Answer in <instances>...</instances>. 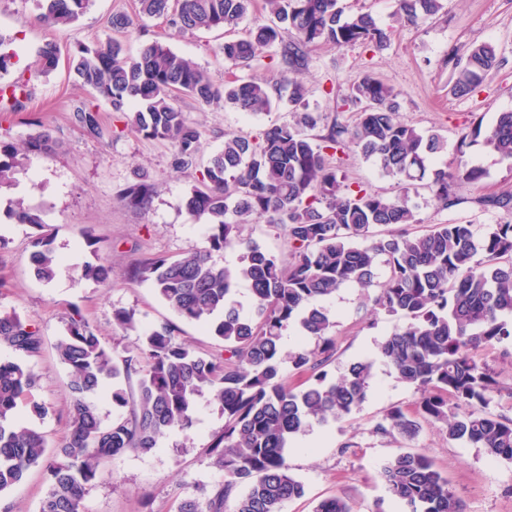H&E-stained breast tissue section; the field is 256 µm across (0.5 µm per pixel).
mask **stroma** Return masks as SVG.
<instances>
[{"instance_id":"1","label":"stroma","mask_w":512,"mask_h":512,"mask_svg":"<svg viewBox=\"0 0 512 512\" xmlns=\"http://www.w3.org/2000/svg\"><path fill=\"white\" fill-rule=\"evenodd\" d=\"M135 2L90 0L74 24L56 29L38 21L37 0H0V36L8 38L11 54L6 72L0 74V86L20 79L26 82L28 94L20 111L0 102V137L19 143L46 130L59 144L51 155L28 154L16 175V187L7 193L8 198L43 206L45 230L65 260L52 282H40L31 270L29 242L35 228L0 220V236L8 242L0 250V309L16 312L38 328L43 338L41 352L23 360L38 382L28 400L19 404L18 414L43 432L52 446L68 432V371L57 360L54 345L72 310H80L116 354H125L135 349L137 335L116 327L115 309L133 311L143 326L172 316L153 288L128 279V270L145 258L174 257L191 247L209 246L206 220L192 217L181 206L199 176L198 169H173L171 145L137 133L124 114L112 111L93 90L83 87L68 67L69 55L84 46L96 47L114 39L132 57L141 45L158 39L213 77L220 79L230 72L218 51L224 42L222 32L178 31L162 19L137 16ZM118 12L133 17L132 26L120 33L110 25ZM395 28L390 44L381 50L355 45L312 51L301 78L307 88L306 104L324 117L316 132L325 134L335 122L354 125L358 110L345 104L344 98L354 82L372 74L398 92V118L403 124L438 133L446 140L444 161L459 157L486 174L481 184L462 186L456 204L446 209L434 203L428 189H420L414 198L419 221L409 225V232L425 234L445 222L485 230L505 214L482 208L477 199L512 191V164L487 151L481 141L460 145L459 132L479 120L491 124L498 113L512 109V0H445L439 15L416 26ZM51 41L61 49L59 64L48 74L35 75L33 64L39 51ZM484 42L494 46L497 68L470 94L454 95L449 50ZM81 103L99 110L100 138L87 137L76 122L73 109ZM179 105L198 125L207 157L223 148L225 133L253 135L265 126L292 119L284 100L270 112L252 116L229 104L203 105L187 97ZM329 161L351 187L386 196L397 192L394 180L383 176L377 163L363 159L355 148H346ZM138 170L156 187L145 209L129 207L119 198ZM88 226L99 239L94 251L83 237ZM96 255L111 263V285L76 274V266ZM375 294L372 288H342L324 300L336 320L332 330L336 354L327 367L329 379L342 376L358 359L374 355L395 324V317L375 310ZM485 358L500 388L490 407L510 417L512 344L496 345L486 351ZM419 398L387 365L377 363L359 409L346 421L313 425L289 449L288 463L302 482L304 494L287 502L282 512H314L318 502L330 496L346 499L352 512H402L387 494L381 471L389 459L403 452H420L432 459L461 499L464 512H512V461L449 440L441 425L424 419L411 438L374 433V424L389 409L415 411ZM34 402L45 407L44 416L32 415ZM223 425V414L207 397H200L197 422L190 430L171 431L151 452H130L102 463L99 479L84 501L85 512H178L182 500L202 497L204 490L224 480L209 454L212 437ZM45 490V474L34 468L0 496V503L9 512H39Z\"/></svg>"}]
</instances>
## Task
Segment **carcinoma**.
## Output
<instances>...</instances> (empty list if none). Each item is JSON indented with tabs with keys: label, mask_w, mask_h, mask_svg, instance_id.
I'll list each match as a JSON object with an SVG mask.
<instances>
[{
	"label": "carcinoma",
	"mask_w": 512,
	"mask_h": 512,
	"mask_svg": "<svg viewBox=\"0 0 512 512\" xmlns=\"http://www.w3.org/2000/svg\"><path fill=\"white\" fill-rule=\"evenodd\" d=\"M89 0H42L39 19L62 27L75 22ZM254 0H137L138 15L165 18L182 32L235 31ZM443 0H393L392 18L416 24L437 16ZM270 22L224 41L225 62L248 71L245 77L217 80L192 60L159 40L146 43L135 57L124 55L114 41L84 47L69 57L78 80L94 90L114 112L127 113V123L146 138L169 142L179 169L195 166L201 155V133L177 104L180 95L210 105L224 102L241 112L260 114L273 105L271 78L259 72L260 50L279 47L283 81L296 105L293 120L272 124L254 138L224 134V148L209 157L200 178L182 199L193 217L208 221L207 250L189 248L177 258L141 260L131 278L149 284L175 316L201 322L224 343L218 354H201L175 339L178 326L164 321L145 329L136 348L116 356L97 330L74 310L66 334L55 343L58 361L68 370L71 404L69 432L55 449L45 436L17 419L19 402L36 384L19 361L0 360V494L41 467L48 488L40 512H83V501L95 486L99 466L128 452H149L168 431H187L196 422L197 397L208 394L224 415V428L210 444L213 464L224 482L204 500L187 499L178 512H282L283 505L304 493L290 471V444L312 423L348 418L366 399L374 361L354 362L339 380L327 379L325 367L335 353L330 336L333 315L314 304L340 288L375 286L382 261L390 276L379 285L375 308L406 320L395 326L379 347L380 357L397 379L420 393L419 413L442 424L448 439L477 444L493 458L512 460V418L489 408L496 380L479 352L512 342V222L491 224L479 233L472 224H437L414 236L403 226L418 223L412 194L426 182L443 208L457 201L462 184H479L482 169L457 161L453 169L434 162L447 150L437 133L425 134L402 124L398 94L370 74L349 89L348 101L360 107L352 128L333 123L314 138L321 121L304 103L305 87L296 75L307 69L312 48L390 43L393 27H380L369 12L345 14L341 0H263ZM59 48L46 43L38 65L57 67ZM455 95H467L498 66L488 43L449 57ZM14 110L24 107L25 85L0 87ZM84 133L102 134L98 110L74 109ZM482 138L501 160L512 163V110L483 127L477 122L461 142ZM354 144L365 159L378 162L382 173L396 180L399 193L385 197L363 188L353 190L329 164L330 151ZM56 145L50 132L38 131L22 144L0 139V190L14 176L29 152L49 153ZM154 184L144 173L128 185L121 201L139 208L151 203ZM485 209L512 213V193L482 196ZM6 213L20 224L41 229L44 211L23 200H9ZM262 219L285 229L289 258L276 256L242 236L246 218ZM378 226H399V234L372 239ZM243 247L238 262L219 266L212 252ZM31 264L36 279H55L60 261L43 233L32 237ZM78 274L85 280L112 284V265L86 262ZM250 287V312L236 299L237 286ZM315 341V347L288 355L294 369L312 374L301 389L282 379L280 341L288 327ZM0 343L22 356L40 353L39 330L14 313L0 311ZM137 377V391L124 383ZM112 382V404L126 414L103 423L93 397ZM417 422L405 410L390 409L373 427L380 436H413ZM382 477L391 497L405 512H463L448 480L422 453L391 458ZM244 487L234 495L238 487ZM315 512H351L339 497L321 500Z\"/></svg>",
	"instance_id": "obj_1"
}]
</instances>
